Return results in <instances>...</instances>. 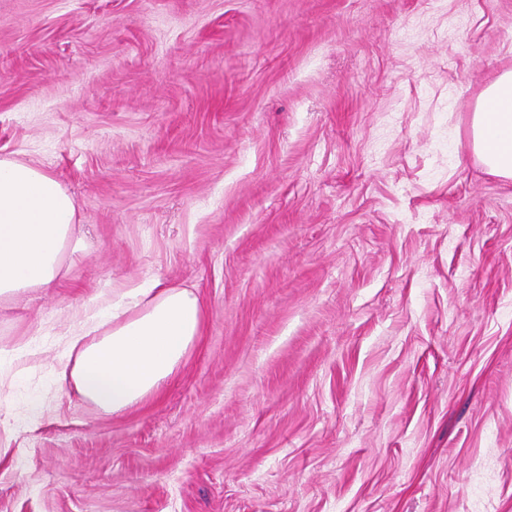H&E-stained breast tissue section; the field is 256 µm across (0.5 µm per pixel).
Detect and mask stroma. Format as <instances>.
Listing matches in <instances>:
<instances>
[{
	"label": "stroma",
	"mask_w": 512,
	"mask_h": 512,
	"mask_svg": "<svg viewBox=\"0 0 512 512\" xmlns=\"http://www.w3.org/2000/svg\"><path fill=\"white\" fill-rule=\"evenodd\" d=\"M510 70L512 0H0V155L81 238L0 301V512H512ZM152 280L202 333L112 415L65 338ZM471 137L486 170L512 179V71L499 74L482 91L472 114Z\"/></svg>",
	"instance_id": "35a3bbf8"
}]
</instances>
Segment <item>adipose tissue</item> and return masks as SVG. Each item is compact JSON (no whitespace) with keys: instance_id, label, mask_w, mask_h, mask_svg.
I'll list each match as a JSON object with an SVG mask.
<instances>
[{"instance_id":"1","label":"adipose tissue","mask_w":512,"mask_h":512,"mask_svg":"<svg viewBox=\"0 0 512 512\" xmlns=\"http://www.w3.org/2000/svg\"><path fill=\"white\" fill-rule=\"evenodd\" d=\"M475 154L495 176L512 179V71L479 96L471 121ZM76 204L60 180L25 160L0 156V300L52 287L74 241ZM204 308L196 289L154 283L112 305L103 337L68 339L75 355L61 380L103 411L120 414L156 392L199 336Z\"/></svg>"}]
</instances>
